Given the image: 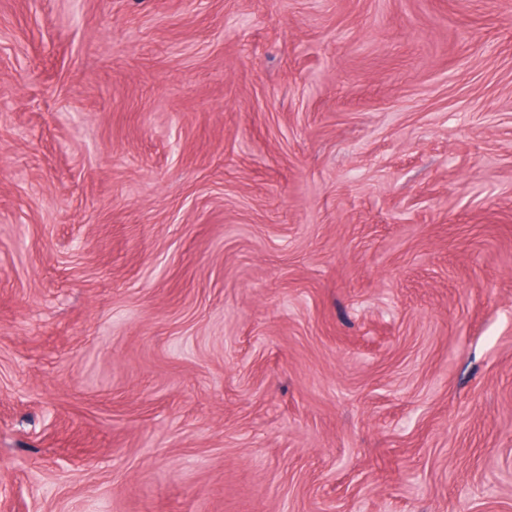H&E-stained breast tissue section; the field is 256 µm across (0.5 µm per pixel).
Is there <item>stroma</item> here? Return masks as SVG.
<instances>
[{"instance_id": "35a3bbf8", "label": "stroma", "mask_w": 512, "mask_h": 512, "mask_svg": "<svg viewBox=\"0 0 512 512\" xmlns=\"http://www.w3.org/2000/svg\"><path fill=\"white\" fill-rule=\"evenodd\" d=\"M0 512H512V0H0Z\"/></svg>"}]
</instances>
